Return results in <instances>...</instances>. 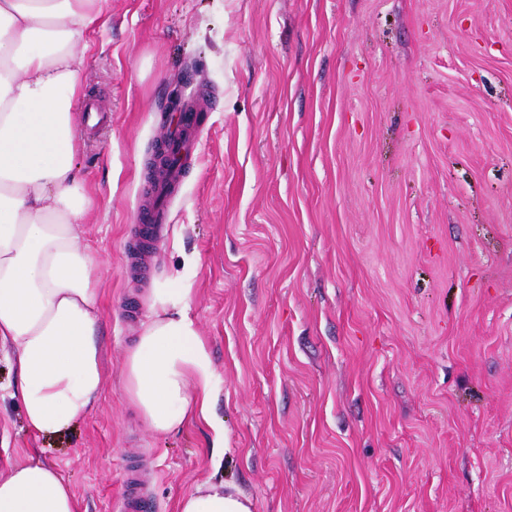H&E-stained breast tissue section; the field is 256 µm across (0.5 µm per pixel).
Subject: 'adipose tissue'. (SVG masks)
<instances>
[{"mask_svg":"<svg viewBox=\"0 0 512 512\" xmlns=\"http://www.w3.org/2000/svg\"><path fill=\"white\" fill-rule=\"evenodd\" d=\"M100 0H0V342L14 353L15 394L34 432L58 433L103 387L100 296L78 244L83 194L73 108L83 63L74 43ZM191 291L162 283L122 367L149 428L169 433L209 419L214 367L189 314ZM0 512H77L53 466L25 460L0 474ZM179 512H255L246 494L198 485Z\"/></svg>","mask_w":512,"mask_h":512,"instance_id":"obj_1","label":"adipose tissue"}]
</instances>
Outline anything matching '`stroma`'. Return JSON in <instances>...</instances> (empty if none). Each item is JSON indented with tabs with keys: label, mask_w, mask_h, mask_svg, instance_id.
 <instances>
[{
	"label": "stroma",
	"mask_w": 512,
	"mask_h": 512,
	"mask_svg": "<svg viewBox=\"0 0 512 512\" xmlns=\"http://www.w3.org/2000/svg\"><path fill=\"white\" fill-rule=\"evenodd\" d=\"M101 5L74 122L105 384L32 434L0 344V472L28 449L79 512H117L136 466L148 512L204 481L255 512H512V0ZM177 90L198 142L146 248ZM176 278L214 421L158 435L121 369Z\"/></svg>",
	"instance_id": "stroma-1"
}]
</instances>
